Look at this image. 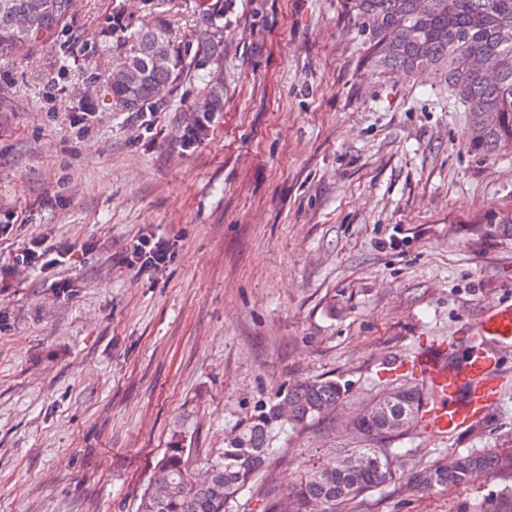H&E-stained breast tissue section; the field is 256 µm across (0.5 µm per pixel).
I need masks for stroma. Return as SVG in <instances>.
I'll list each match as a JSON object with an SVG mask.
<instances>
[{"label": "stroma", "instance_id": "1", "mask_svg": "<svg viewBox=\"0 0 512 512\" xmlns=\"http://www.w3.org/2000/svg\"><path fill=\"white\" fill-rule=\"evenodd\" d=\"M232 4L224 110L190 146L194 81L162 110L113 111L112 0H77L64 43L0 57V512H136L173 433L200 469L276 393L345 383L233 507L269 512L348 444L341 421L389 366L465 363L479 319L512 304V240L482 232L512 211V154L469 151L440 75L366 65L344 0ZM124 5L131 25L194 33V0ZM150 236L172 255L148 275L128 258ZM35 237L42 262L16 266ZM496 358L500 399L454 434L395 440L407 463L512 445V345ZM506 487L503 466L336 512H486Z\"/></svg>", "mask_w": 512, "mask_h": 512}]
</instances>
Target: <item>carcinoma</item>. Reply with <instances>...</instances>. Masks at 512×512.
I'll list each match as a JSON object with an SVG mask.
<instances>
[{
	"label": "carcinoma",
	"instance_id": "obj_1",
	"mask_svg": "<svg viewBox=\"0 0 512 512\" xmlns=\"http://www.w3.org/2000/svg\"><path fill=\"white\" fill-rule=\"evenodd\" d=\"M68 0H0V55L27 57L42 43L67 30ZM224 2L197 0V23L212 27L206 41L173 44L163 25L132 28L122 5L112 6L105 36L121 61L103 75L112 106L120 112H155L163 106L157 89L174 87L205 69L191 109L197 123L184 135L196 143L206 125L224 111V82L215 76L224 64ZM366 35L367 60L382 70L411 72L429 67L441 73L449 95L468 112L466 138L471 151L496 156L512 148V0H346ZM483 59L497 72L489 81L468 68ZM487 233L512 239V211L488 221ZM421 391L395 400L385 389L370 399L374 411L351 424V446L324 463L305 469L288 503L273 512H326L366 493L404 481L407 492L468 486L495 470L499 450L442 453L420 469L405 471L391 442L424 428V409L439 396L427 376L413 381ZM346 397L336 380L314 379L293 385L260 404L219 458L208 464L203 484L193 479L186 449H166L154 468L138 512H231L239 495L251 492L273 451L274 438L290 428L302 430L330 414Z\"/></svg>",
	"mask_w": 512,
	"mask_h": 512
}]
</instances>
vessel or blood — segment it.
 Wrapping results in <instances>:
<instances>
[{
    "label": "vessel or blood",
    "mask_w": 512,
    "mask_h": 512,
    "mask_svg": "<svg viewBox=\"0 0 512 512\" xmlns=\"http://www.w3.org/2000/svg\"><path fill=\"white\" fill-rule=\"evenodd\" d=\"M477 334L482 344L477 347L475 357L465 364L448 367L425 357L417 365L419 372L430 376L442 387L446 398L444 404L429 408L424 416L435 433L456 431L472 418L481 416L499 397L500 385L488 377L495 356L485 345L512 342V305L503 304L489 312L478 323Z\"/></svg>",
    "instance_id": "1"
}]
</instances>
